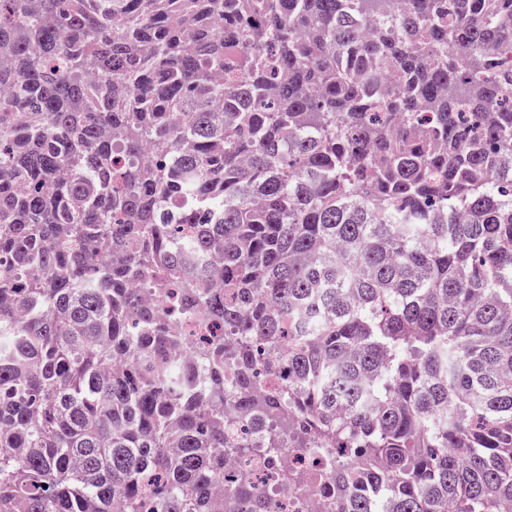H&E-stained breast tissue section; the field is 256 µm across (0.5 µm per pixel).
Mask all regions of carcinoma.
Returning <instances> with one entry per match:
<instances>
[{
	"instance_id": "carcinoma-1",
	"label": "carcinoma",
	"mask_w": 512,
	"mask_h": 512,
	"mask_svg": "<svg viewBox=\"0 0 512 512\" xmlns=\"http://www.w3.org/2000/svg\"><path fill=\"white\" fill-rule=\"evenodd\" d=\"M238 448L512 506V0H0V512H275Z\"/></svg>"
}]
</instances>
